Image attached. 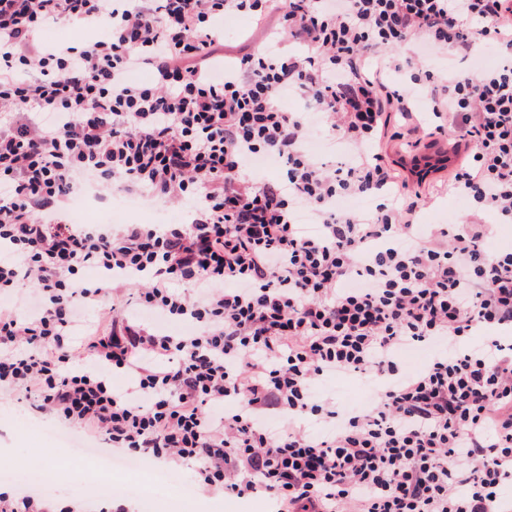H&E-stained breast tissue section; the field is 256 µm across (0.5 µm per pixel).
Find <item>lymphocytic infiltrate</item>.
I'll use <instances>...</instances> for the list:
<instances>
[{"mask_svg":"<svg viewBox=\"0 0 512 512\" xmlns=\"http://www.w3.org/2000/svg\"><path fill=\"white\" fill-rule=\"evenodd\" d=\"M114 2L0 0V389L112 455L277 512H512V250L488 251L474 217L423 231L421 192L368 150L426 95L431 133L453 123L465 151L449 188L512 223V0H284L271 45L219 79L211 19L263 20L271 0ZM55 20L83 45L46 47ZM408 43L498 61L438 73L398 56ZM287 92L309 111L283 109ZM314 131L341 166L308 150ZM256 156L281 179L258 180ZM90 186L192 218L67 222ZM387 186L372 209L341 205ZM144 310L191 328L152 332ZM415 344L435 352L403 372ZM337 374L375 381L369 403L317 390Z\"/></svg>","mask_w":512,"mask_h":512,"instance_id":"obj_1","label":"lymphocytic infiltrate"}]
</instances>
